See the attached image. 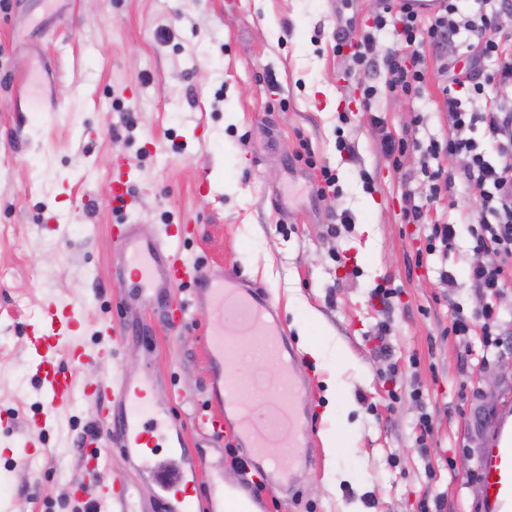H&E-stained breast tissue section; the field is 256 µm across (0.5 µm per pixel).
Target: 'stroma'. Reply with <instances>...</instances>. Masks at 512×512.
I'll return each instance as SVG.
<instances>
[{"label": "stroma", "mask_w": 512, "mask_h": 512, "mask_svg": "<svg viewBox=\"0 0 512 512\" xmlns=\"http://www.w3.org/2000/svg\"><path fill=\"white\" fill-rule=\"evenodd\" d=\"M378 0H9L0 12V512H82L83 438L95 405L79 399L44 421L28 336L44 303L83 311L81 342L104 321L127 376L153 372L154 400L184 426L188 455L210 464L201 494L237 487L266 512H482L474 475L480 448L512 406V282L496 299L503 347L483 354L480 332L445 335L456 308L481 297L468 278L462 220L476 202L456 185L432 199L419 163L394 168L384 133L427 148L452 124L440 106L445 52L427 48L425 90L385 91L383 62L357 72L336 50L346 20L368 25ZM378 88L363 100L364 84ZM137 108L136 126L125 109ZM307 139L317 168L298 162ZM133 170L126 221L147 235L189 232L182 255L228 269L268 291L307 392L300 411L309 448L290 483L259 482L227 439L200 436L192 416L212 406L208 310L183 321L132 289L115 287L105 188L116 159ZM336 190L317 197L320 166ZM412 194L424 211L404 214ZM454 223L447 261L417 263L425 225ZM458 288L440 279L442 268ZM394 289L389 304L372 297ZM321 341L314 362L301 330ZM432 419L421 434L419 416ZM42 421L31 430L30 421ZM340 439L333 462L325 437ZM47 456L23 460L26 441Z\"/></svg>", "instance_id": "35a3bbf8"}]
</instances>
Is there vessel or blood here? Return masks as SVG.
Returning <instances> with one entry per match:
<instances>
[{
  "instance_id": "obj_1",
  "label": "vessel or blood",
  "mask_w": 512,
  "mask_h": 512,
  "mask_svg": "<svg viewBox=\"0 0 512 512\" xmlns=\"http://www.w3.org/2000/svg\"><path fill=\"white\" fill-rule=\"evenodd\" d=\"M172 233L153 237L143 235L139 225L118 221L116 245L120 262L115 270L117 286L136 288L148 301L167 308L168 289L190 284L195 293L205 294L208 309L215 317L206 340V352L215 374L212 397L214 410L198 415L194 424L204 435L228 436L241 448L244 457L254 463L261 479L283 472L281 460L268 457L266 451L282 444L289 460H297L305 443L301 437L303 418L296 403L301 395L299 364L288 352L280 325L274 317L270 295L242 287L232 271L212 275L202 263L191 262L174 251ZM81 312L71 304L55 302L43 305L39 325L29 338L37 356L36 372L43 396L51 409L68 407L76 398L95 400L98 417L88 431L86 445L95 461L92 479L97 504L104 512H147L137 488L107 464L106 449H120L125 458L135 460L154 484V498L167 512H224L233 504V512H252L256 498L241 497L230 488L208 497L190 495L205 470V459H192L189 468L167 470L155 455L158 439L169 447H185L182 430L173 429L166 409L154 404L152 374L127 377L113 369L110 378L90 387L76 386L59 366L61 354L84 364L114 357L111 341L123 332L118 321H107L100 329L101 342L87 349L75 334ZM262 347L269 362L277 368L268 378L262 366L250 373L235 370L239 352ZM250 391L262 403L258 414L242 412L239 396ZM480 490L487 512H512V413L503 414L496 430L478 454Z\"/></svg>"
}]
</instances>
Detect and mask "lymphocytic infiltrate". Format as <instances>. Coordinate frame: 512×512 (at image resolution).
<instances>
[{"mask_svg": "<svg viewBox=\"0 0 512 512\" xmlns=\"http://www.w3.org/2000/svg\"><path fill=\"white\" fill-rule=\"evenodd\" d=\"M392 27L396 45L384 57L385 86L389 91L408 95L420 94L425 79V45L445 48L455 36L467 32L475 54L471 66L458 69V56L447 57L443 68L451 77L443 85L442 104L448 113L453 135L442 142L431 141L428 155L462 156L467 160L461 177L443 169L425 170L430 197H440L451 191L456 180H463L473 192L479 210L469 226L473 258L469 264V279L481 292L484 301L472 314L456 312L449 322L450 334L469 336L480 328L486 349L501 345L495 298L507 280L504 267L485 264L483 254L496 253L512 258V101L492 97L487 86L512 84V48L503 43L496 14L470 18L461 14L456 0H438L434 12L423 15L414 11L407 0H380L373 22L364 27L346 24L338 27V46L354 50V60L362 71L373 66L371 52L376 33ZM491 59L495 67L481 73L477 65ZM483 127L497 147L495 159H488L472 132Z\"/></svg>", "mask_w": 512, "mask_h": 512, "instance_id": "1", "label": "lymphocytic infiltrate"}]
</instances>
